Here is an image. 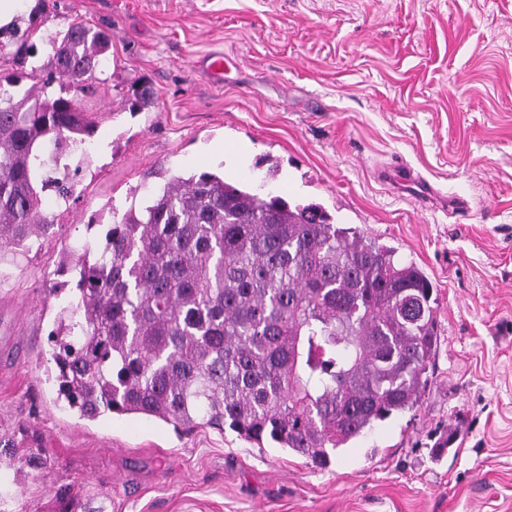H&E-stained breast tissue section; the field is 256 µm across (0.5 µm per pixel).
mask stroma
<instances>
[{
    "instance_id": "1",
    "label": "stroma",
    "mask_w": 512,
    "mask_h": 512,
    "mask_svg": "<svg viewBox=\"0 0 512 512\" xmlns=\"http://www.w3.org/2000/svg\"><path fill=\"white\" fill-rule=\"evenodd\" d=\"M77 19L112 45L79 98L96 132L66 159L72 195L41 196L53 237L0 264V512L75 494L107 512H512V0H17L0 83L29 88ZM213 52L237 62L221 83L194 66ZM160 162L319 205L419 267L438 298L421 406L320 470L229 430L59 402L51 333L75 294L56 269ZM396 162L437 200L382 181Z\"/></svg>"
}]
</instances>
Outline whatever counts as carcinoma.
Returning a JSON list of instances; mask_svg holds the SVG:
<instances>
[{"label":"carcinoma","mask_w":512,"mask_h":512,"mask_svg":"<svg viewBox=\"0 0 512 512\" xmlns=\"http://www.w3.org/2000/svg\"><path fill=\"white\" fill-rule=\"evenodd\" d=\"M112 34L73 23L51 37L40 87L0 89V264L54 224L40 191L95 134L77 107ZM60 85V94L49 91ZM95 242L59 272L77 303L58 316V398L95 419L225 428L327 468L331 452L421 403L437 344V298L395 249L202 171L159 164Z\"/></svg>","instance_id":"cac0c4a2"}]
</instances>
